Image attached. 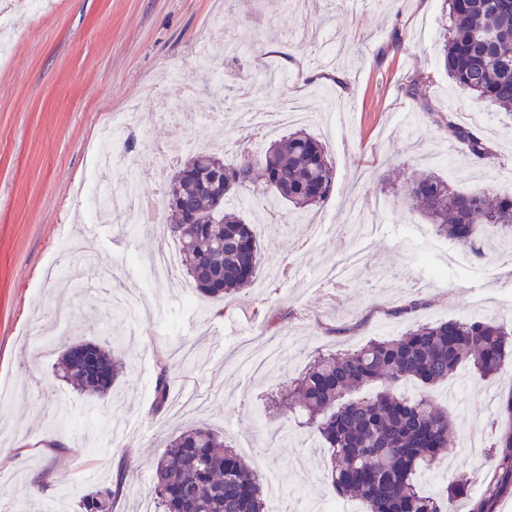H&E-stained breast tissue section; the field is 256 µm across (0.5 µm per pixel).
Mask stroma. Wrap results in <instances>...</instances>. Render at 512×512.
<instances>
[{
    "label": "stroma",
    "instance_id": "obj_1",
    "mask_svg": "<svg viewBox=\"0 0 512 512\" xmlns=\"http://www.w3.org/2000/svg\"><path fill=\"white\" fill-rule=\"evenodd\" d=\"M16 17L10 56L0 65V389L13 399L0 405V503L28 512L32 498L58 501V487L38 490L33 479L52 460L23 453L42 438L68 447L59 463L64 484L81 494L126 479L114 512H144L152 505V475L168 438L191 424L207 425L228 445L243 450L258 473H274L286 507L299 499L333 500L328 454L297 414L272 405L312 356L354 349L373 338L401 335L413 324L448 319L512 321L504 299L512 280L496 278L502 256L467 254L434 280L429 265L442 262V237L419 236L425 219L408 209L394 189L416 168L448 177L457 188L487 184L489 174L512 170V117L491 116L487 102L449 80L439 63L442 0H376L354 13L336 0H307L303 9L283 0H45V15L17 18V0H0ZM335 39L329 70L309 65L319 43L308 31ZM282 62L290 82L260 93L258 70ZM433 77L439 111L477 127L494 152L477 160L452 144L409 99L404 86L416 73ZM188 96L190 118L163 114L170 86ZM296 97L313 109L305 128L326 146L336 187L322 208L304 213L281 206L269 220L265 197L253 193L242 210L261 233L265 265L280 276L252 286L227 306L182 297L192 283L176 269L151 283L147 267L160 244H173L166 217L140 224L135 217L101 220L93 202L75 199L76 185L94 179L89 145L103 132L108 113L136 105L131 161L112 166L105 180L134 177L141 195L157 194L164 178L194 151L205 114L232 98L239 111L266 97ZM390 208L368 240L360 267L344 287L321 283V268L336 263L359 240V217L344 201ZM333 230L309 243L310 224ZM83 240L86 254L60 253L61 233ZM85 268L82 279L42 277L47 260ZM417 298L409 317L398 310ZM69 316L64 335L40 346L27 330ZM76 341L112 342L125 364L123 376L103 397L74 391L56 367L64 346ZM293 342L270 371L251 375L238 361L243 344ZM173 370L176 407L153 409L157 355ZM499 378L478 379L469 369L433 390L447 408L456 435L452 448L427 472L428 491L449 479L467 480L458 512H468L487 477L485 460L464 443L477 434L491 443L495 408L486 393L507 390Z\"/></svg>",
    "mask_w": 512,
    "mask_h": 512
}]
</instances>
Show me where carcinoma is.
I'll list each match as a JSON object with an SVG mask.
<instances>
[{
  "mask_svg": "<svg viewBox=\"0 0 512 512\" xmlns=\"http://www.w3.org/2000/svg\"><path fill=\"white\" fill-rule=\"evenodd\" d=\"M452 25L445 31L440 63L448 78L481 100L512 112V0H443ZM432 77L410 78L407 97L433 112L428 88ZM445 127L454 141L479 160L491 149L481 134L453 116ZM260 171L272 191L268 201L286 202L303 212L330 199L336 173L326 148L304 129L274 141L262 156L227 162L217 151L191 154L171 178L166 207L170 234L181 247L182 263L206 297L224 301L251 286L261 266L257 228L246 223L241 191ZM405 203L432 224L436 234L483 255L481 244L512 239V195L488 189L463 192L433 171L414 169L404 181ZM91 348L100 378L77 365L78 350ZM512 354V324L495 320H448L418 324L403 335L373 339L353 351L319 355L288 389V409L305 417L328 449L331 485L339 497L361 499L366 512H457L466 480L440 493L422 484L449 449L455 427L448 410L428 393L467 366L490 380ZM59 370L77 390L104 395L122 372L112 347L93 342L68 345ZM411 381L420 392L406 396ZM171 380L159 366L154 403L170 402ZM499 430L489 453L482 492L469 500L468 512H496L499 498L512 494V388L496 405ZM99 486L78 498L74 512H112L122 487ZM157 512H265L260 476L224 437L207 426L172 436L153 474Z\"/></svg>",
  "mask_w": 512,
  "mask_h": 512,
  "instance_id": "obj_1",
  "label": "carcinoma"
}]
</instances>
